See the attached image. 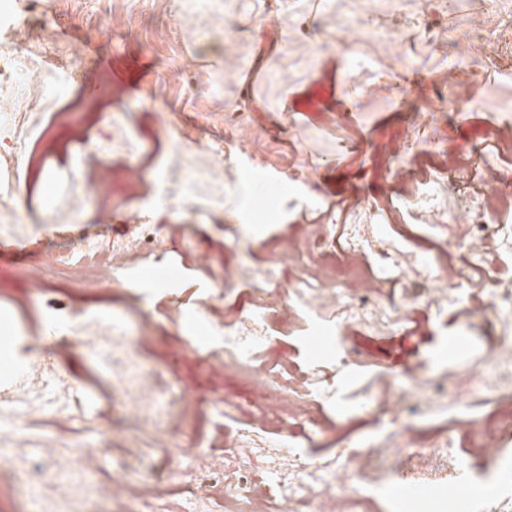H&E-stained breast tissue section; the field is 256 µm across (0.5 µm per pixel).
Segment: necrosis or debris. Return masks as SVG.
I'll list each match as a JSON object with an SVG mask.
<instances>
[{
    "label": "necrosis or debris",
    "instance_id": "obj_1",
    "mask_svg": "<svg viewBox=\"0 0 512 512\" xmlns=\"http://www.w3.org/2000/svg\"><path fill=\"white\" fill-rule=\"evenodd\" d=\"M56 50L45 29H32L20 18L0 39V112L9 117L0 123V157L11 160L14 169L25 166L18 132L44 97L26 86L25 75ZM111 153L81 140L70 171L81 199L101 192L86 176L87 164L105 166ZM443 157L440 170L448 177L453 206L441 208L413 187L404 197L409 209L424 214V224H398L390 234L374 224H300L260 265L244 259L251 245L243 237L232 243L241 254L237 262L219 265L209 251L195 253L201 270L219 271L197 315L210 332L223 336L231 354L210 362L209 369L223 374L253 364L261 405L247 425L191 436L188 446L176 450L174 434L195 419L201 399L174 394L162 372L143 358L140 346L155 334L157 317L126 308L121 320L105 321L85 315L81 300L87 283L112 294L132 263L163 253L166 239L159 225L138 218L130 234L114 239L106 251L86 233L59 246L55 259L69 289L43 282L38 304L43 314L68 320V347L107 361L108 431L94 443L70 449L52 435L32 442L27 426L33 419L47 413L59 422L68 419L74 388L59 362L33 353L23 374L0 396L8 417L0 446L10 450L0 462V484L10 486L15 512H57L63 504L69 512H157L177 489L193 512H231L242 499L249 502L248 512H388L373 496L377 482L396 480L438 492L466 463L480 479H495L498 486L486 496L470 492L448 499V512H512V224L491 203L512 196V186L496 179L486 153L447 150ZM241 282L253 284L263 313L224 314L227 289ZM302 312L335 316L340 369L365 355L362 338L393 336L412 324L438 327L452 316L459 333L482 339L485 349L479 361L450 374L416 359L403 372L380 378L369 392L370 417L389 419L388 442L351 440L330 456H305L291 450V443L312 440L332 424L324 405L305 400L311 372L287 353H273L266 335L268 323L287 325ZM480 396L497 405L496 414H469ZM451 406L466 410V417L430 433L420 430L421 422ZM136 424L152 430L154 464L136 478L119 470L108 481L90 484L113 448L124 458L139 457L128 437ZM272 428L282 446L266 441Z\"/></svg>",
    "mask_w": 512,
    "mask_h": 512
}]
</instances>
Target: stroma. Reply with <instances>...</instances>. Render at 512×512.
Listing matches in <instances>:
<instances>
[{
  "instance_id": "1",
  "label": "stroma",
  "mask_w": 512,
  "mask_h": 512,
  "mask_svg": "<svg viewBox=\"0 0 512 512\" xmlns=\"http://www.w3.org/2000/svg\"><path fill=\"white\" fill-rule=\"evenodd\" d=\"M14 3L31 23L48 24L71 76L31 118L26 151L33 166L27 175L0 159V196L31 216L24 225L0 226V314L10 323L12 356L25 354L24 330L39 336L48 324L39 315L24 316L19 307L35 294L37 279L68 286L50 263L60 242L86 226L98 248H110L116 228L135 223L145 209L154 223L171 226L172 238L161 258L127 269L120 302L154 309L178 302L186 319L176 332L174 355H160L150 345L142 355L162 367L176 393L233 395L223 420L245 422L257 401L248 374L211 376L203 367L204 357L223 355L224 343L207 336L196 317V304L212 280L197 269L189 248L217 250L243 232L258 262L290 225L342 220L356 196L369 199L375 223H417L402 206L401 187L384 177L377 148L414 119L431 121L440 110L448 118L437 126V136L454 149L483 148L495 155L497 172L512 178V148L496 150L485 122L488 113H512V0H78L70 12L59 11L55 0ZM397 33L404 40L395 46L391 38ZM396 52L404 65L393 66ZM119 66L126 78L115 77ZM313 95L326 98L328 109L285 111V101L299 104ZM100 112L130 116L121 135L129 152L111 155L106 184L133 163L149 172L179 167L187 173L192 210L176 202L146 209L140 195L151 190L148 182L108 208L104 223L98 204L68 203L64 192L78 139L113 134L105 119L97 120ZM73 113L83 114L82 123L70 121ZM229 113L262 129L252 157L225 140ZM201 123L207 141L221 142L225 162L236 164L237 179L217 184L192 175L199 153L182 137ZM265 170L293 176L280 187L279 206L271 212L258 208L269 188L261 176ZM52 180L59 191L50 200L46 187ZM219 224L224 233L216 232ZM17 240L32 241L31 250L14 252ZM320 322L328 330L322 348H312L313 327L306 321L270 327L272 347L315 368L332 383L336 410L356 417L366 410L369 389L393 365L419 354L434 369L450 372L483 354L476 338L448 352V339L457 333L452 323L429 335L367 338L369 357L340 370L332 358L335 319ZM61 362L81 383L71 416L61 431L48 417L32 421L28 430L37 437L61 433L68 445L95 440L106 428L109 368L80 350Z\"/></svg>"
}]
</instances>
